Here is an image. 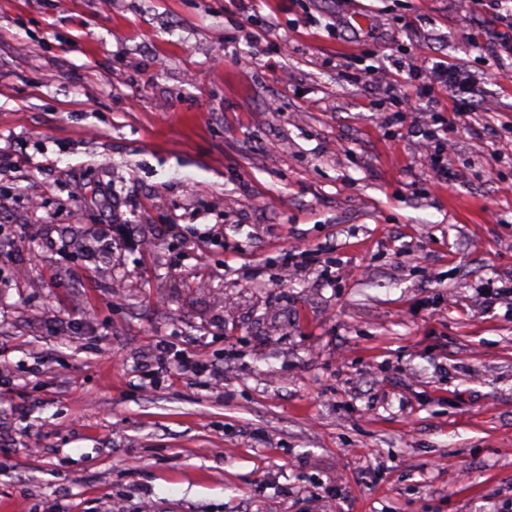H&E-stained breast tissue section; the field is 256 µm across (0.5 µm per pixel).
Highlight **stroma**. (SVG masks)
Here are the masks:
<instances>
[{
    "label": "stroma",
    "instance_id": "35a3bbf8",
    "mask_svg": "<svg viewBox=\"0 0 512 512\" xmlns=\"http://www.w3.org/2000/svg\"><path fill=\"white\" fill-rule=\"evenodd\" d=\"M511 12L0 0V507L512 512ZM423 63L427 64L426 68L430 69V74L432 73L431 81L415 87L409 83L407 84L408 88L413 90L414 95L402 94V98L406 99V101H410L412 97L415 98L412 112H435L431 109L428 110L427 104L433 103L437 90H442L446 91V93L448 92L450 99L459 106L455 114L459 117L465 115V104L477 92L475 76L464 68L448 66L447 63L436 62L432 64L431 68L428 67L429 61L424 59ZM424 103L426 108L422 107ZM448 128V121L445 124L436 121L430 124L427 129H424V133L422 134L428 146L433 143L437 144L434 148L438 150L431 156L430 161L431 165L440 171L448 169V167L446 168L448 163H445L444 158V146L448 141Z\"/></svg>",
    "mask_w": 512,
    "mask_h": 512
}]
</instances>
